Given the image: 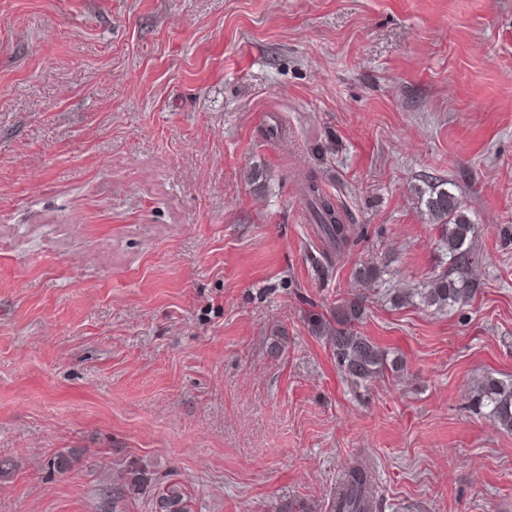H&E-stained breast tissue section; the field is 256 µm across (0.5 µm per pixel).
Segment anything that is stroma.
Returning a JSON list of instances; mask_svg holds the SVG:
<instances>
[{"label":"stroma","mask_w":512,"mask_h":512,"mask_svg":"<svg viewBox=\"0 0 512 512\" xmlns=\"http://www.w3.org/2000/svg\"><path fill=\"white\" fill-rule=\"evenodd\" d=\"M307 169L359 231L332 261ZM428 176L483 254L443 313L391 301L448 266ZM357 297L391 366L360 386L310 321ZM487 376L512 382V0H0V512L173 484L331 512L360 457L377 512H512Z\"/></svg>","instance_id":"obj_1"}]
</instances>
